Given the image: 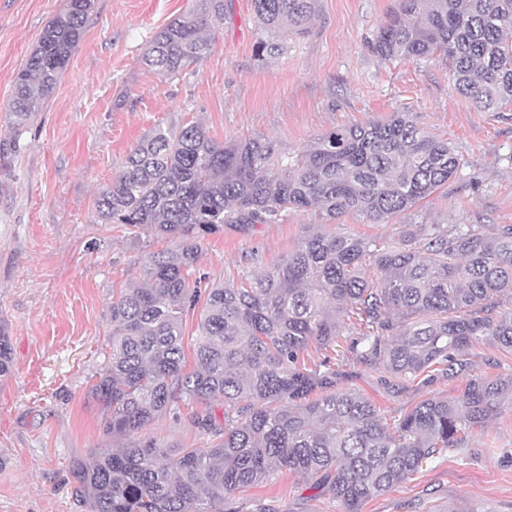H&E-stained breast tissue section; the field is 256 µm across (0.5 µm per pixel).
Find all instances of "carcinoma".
<instances>
[{
  "label": "carcinoma",
  "mask_w": 512,
  "mask_h": 512,
  "mask_svg": "<svg viewBox=\"0 0 512 512\" xmlns=\"http://www.w3.org/2000/svg\"><path fill=\"white\" fill-rule=\"evenodd\" d=\"M95 0H65L14 78L0 140V173L33 115L53 95L86 32ZM264 62L284 38L310 30L318 0H251ZM228 0H191L151 39L142 63L160 79L202 62L223 29ZM384 59L445 58L454 90L483 110L512 103V0H393L371 43ZM462 159L410 113L333 128L289 152L271 138L217 142L199 121L156 126L98 192L97 222L172 247L145 257L144 282L112 297V356L88 397L101 408L110 448L76 459L75 496L89 512H224L247 488L288 470L344 512L409 479L470 430L512 406V375L470 377L452 398L418 403L388 427L363 394L338 386L339 317L347 350L385 373L390 390L435 372L467 373L479 344L512 351V224H404L382 241L308 228L273 268L239 282L190 286L202 241L315 209L374 223L448 185ZM203 303L187 367L182 323ZM327 351L313 369L311 346ZM0 330V377L12 374ZM200 408L188 424L203 439L173 453L141 432L159 417ZM222 415L216 414V408Z\"/></svg>",
  "instance_id": "cac0c4a2"
}]
</instances>
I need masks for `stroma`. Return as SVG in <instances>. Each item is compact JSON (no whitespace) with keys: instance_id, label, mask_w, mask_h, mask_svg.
<instances>
[{"instance_id":"35a3bbf8","label":"stroma","mask_w":512,"mask_h":512,"mask_svg":"<svg viewBox=\"0 0 512 512\" xmlns=\"http://www.w3.org/2000/svg\"><path fill=\"white\" fill-rule=\"evenodd\" d=\"M392 0H319L311 32L258 62L251 0H232L209 57L171 80L141 63L154 34L188 0H95L83 40L54 94L0 175V328L13 373L0 380V512H88L74 494L73 459L110 439L87 393L108 364L114 291L139 282L145 256L167 239L130 235L95 221L98 189L155 125L200 119L223 142L273 137L293 150L337 126L383 121L397 112L446 139L464 165L448 186L387 224L356 215L325 222L310 210L276 224L225 230L202 243L207 284L264 271L294 250L309 225L366 238L396 237L404 224H512V104L481 111L456 93L445 60H387L370 44ZM63 0H0V136L14 78ZM342 387L374 401L386 422L430 398L455 396L465 378L415 380L385 390L381 372L341 361ZM164 448H197L181 420L149 431ZM302 476L282 471L235 501L279 512H343L309 499ZM361 512H512V408L475 428L462 450L424 464Z\"/></svg>"}]
</instances>
